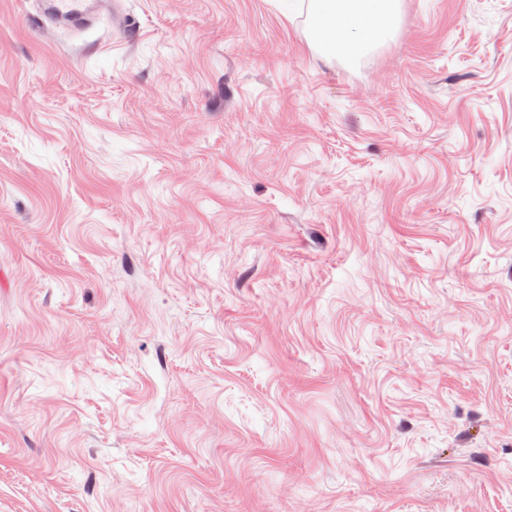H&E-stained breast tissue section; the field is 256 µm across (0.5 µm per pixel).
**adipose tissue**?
<instances>
[{
  "instance_id": "adipose-tissue-1",
  "label": "adipose tissue",
  "mask_w": 512,
  "mask_h": 512,
  "mask_svg": "<svg viewBox=\"0 0 512 512\" xmlns=\"http://www.w3.org/2000/svg\"><path fill=\"white\" fill-rule=\"evenodd\" d=\"M315 52L353 61L391 37L399 0H309Z\"/></svg>"
}]
</instances>
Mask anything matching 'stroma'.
Returning <instances> with one entry per match:
<instances>
[{
  "label": "stroma",
  "mask_w": 512,
  "mask_h": 512,
  "mask_svg": "<svg viewBox=\"0 0 512 512\" xmlns=\"http://www.w3.org/2000/svg\"><path fill=\"white\" fill-rule=\"evenodd\" d=\"M124 5L0 0V512H512V0ZM122 0H44L43 10L46 18L52 23L66 28H83L92 21V13L87 6L99 3V10L112 5V13L116 26L125 27V17L119 9ZM398 0H309L315 52L354 61L394 34Z\"/></svg>",
  "instance_id": "35a3bbf8"
}]
</instances>
